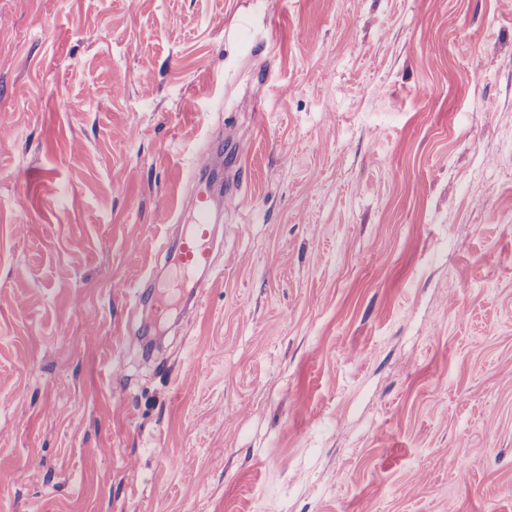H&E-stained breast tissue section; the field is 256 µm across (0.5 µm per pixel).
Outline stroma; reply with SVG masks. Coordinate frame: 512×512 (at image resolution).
<instances>
[{
  "label": "stroma",
  "instance_id": "1",
  "mask_svg": "<svg viewBox=\"0 0 512 512\" xmlns=\"http://www.w3.org/2000/svg\"><path fill=\"white\" fill-rule=\"evenodd\" d=\"M0 512H512V0H0ZM209 194L205 189L196 192L194 223L185 224L178 245L177 261L185 276L199 270H213L211 255L214 237L210 224Z\"/></svg>",
  "mask_w": 512,
  "mask_h": 512
}]
</instances>
